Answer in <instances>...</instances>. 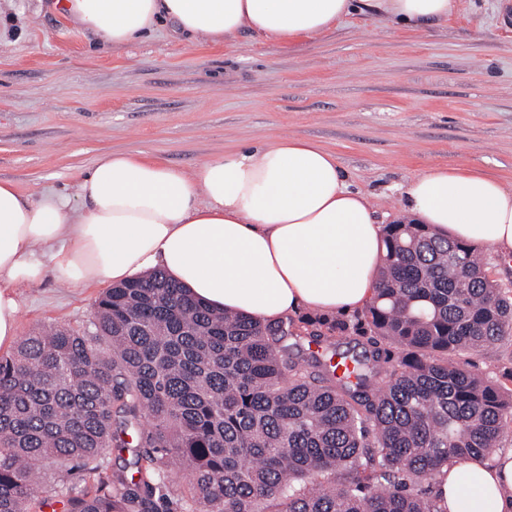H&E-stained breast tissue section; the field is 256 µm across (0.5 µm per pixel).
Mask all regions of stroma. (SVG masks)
<instances>
[{"label":"stroma","mask_w":512,"mask_h":512,"mask_svg":"<svg viewBox=\"0 0 512 512\" xmlns=\"http://www.w3.org/2000/svg\"><path fill=\"white\" fill-rule=\"evenodd\" d=\"M500 0H464L421 31L355 14L291 47L248 31L213 45L165 24L105 46L50 0H0V179L29 199L75 193L98 156L123 152L187 172L211 156L283 136L335 153L380 222L406 207L408 180L467 166L512 180V19ZM100 285L47 274L21 286L19 334L92 328ZM468 369L512 388V347L467 352Z\"/></svg>","instance_id":"obj_1"}]
</instances>
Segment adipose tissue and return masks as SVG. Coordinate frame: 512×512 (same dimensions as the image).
<instances>
[{
	"mask_svg": "<svg viewBox=\"0 0 512 512\" xmlns=\"http://www.w3.org/2000/svg\"><path fill=\"white\" fill-rule=\"evenodd\" d=\"M459 2L56 0L61 15L112 46L142 40L161 21L215 45L247 30L287 46L356 12L422 30L446 22ZM405 193L402 222L512 255V182L436 166ZM381 237L372 203L346 187L335 155L294 136L214 156L192 173L109 152L72 196L31 200L0 180V349L16 341L19 286L49 270L75 285H116L158 269L216 311L266 321L302 309L352 313L375 294ZM435 493L448 512H512V454L449 464Z\"/></svg>",
	"mask_w": 512,
	"mask_h": 512,
	"instance_id": "adipose-tissue-1",
	"label": "adipose tissue"
}]
</instances>
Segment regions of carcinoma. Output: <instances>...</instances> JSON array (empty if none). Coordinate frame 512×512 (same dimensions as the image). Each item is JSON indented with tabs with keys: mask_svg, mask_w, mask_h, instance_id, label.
Masks as SVG:
<instances>
[{
	"mask_svg": "<svg viewBox=\"0 0 512 512\" xmlns=\"http://www.w3.org/2000/svg\"><path fill=\"white\" fill-rule=\"evenodd\" d=\"M93 326L0 357V512H41V462L89 482L65 512H447L440 469L512 425V388L453 359L512 339V288L428 224L384 225L375 296L349 320L218 312L156 270L106 289ZM350 334L368 348L331 350ZM307 336L331 356L294 354ZM129 447L134 476L112 469ZM172 460L187 479L157 499Z\"/></svg>",
	"mask_w": 512,
	"mask_h": 512,
	"instance_id": "carcinoma-1",
	"label": "carcinoma"
}]
</instances>
